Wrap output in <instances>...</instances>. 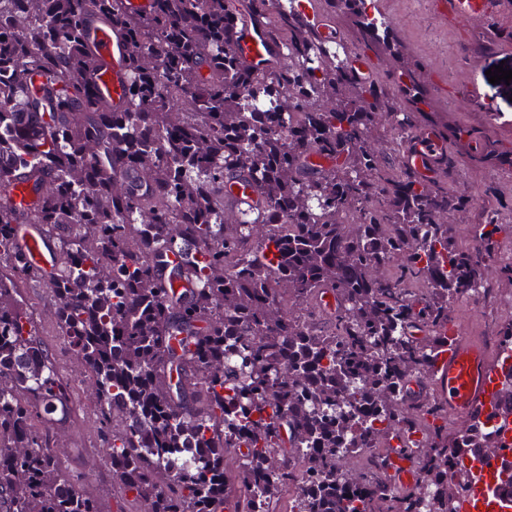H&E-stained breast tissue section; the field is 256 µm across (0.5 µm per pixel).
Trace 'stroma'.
Here are the masks:
<instances>
[{
    "instance_id": "1",
    "label": "stroma",
    "mask_w": 512,
    "mask_h": 512,
    "mask_svg": "<svg viewBox=\"0 0 512 512\" xmlns=\"http://www.w3.org/2000/svg\"><path fill=\"white\" fill-rule=\"evenodd\" d=\"M380 12L395 23V34L412 56L426 63L424 88L431 105L433 129H442L450 113L458 110L471 90L480 93V106L461 112L463 122L474 136L492 141L498 148L512 149V84L489 83L488 69L501 64L512 70V50L487 54L468 60L467 53L484 43V28L443 21L434 13V0H377ZM448 159L442 185L467 187L475 196L473 220H480L485 206L512 208V190L489 195L492 181L487 166L471 161L454 139H447ZM494 297L467 299L451 307L453 321L461 332L478 330L488 334L498 323L512 319V281L491 272ZM20 295L32 313L41 340L53 354L60 379L70 386L85 382L83 367L70 355L68 347L54 328L52 301L45 288L22 286ZM69 422L56 432V448L63 459V473L78 478L81 486L94 491L103 512H120L122 504L112 491V475L104 462L93 405L89 399L74 395Z\"/></svg>"
}]
</instances>
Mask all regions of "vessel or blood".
<instances>
[{"label": "vessel or blood", "instance_id": "vessel-or-blood-1", "mask_svg": "<svg viewBox=\"0 0 512 512\" xmlns=\"http://www.w3.org/2000/svg\"><path fill=\"white\" fill-rule=\"evenodd\" d=\"M299 11L313 35L320 39H338L341 30L334 12L325 0H299ZM241 20L232 34V47L243 65L254 72L266 70L282 62L283 49L273 41L266 26L246 12L244 0H231ZM441 18L459 23H480L496 27L499 20L512 14V0H440ZM87 41L101 61L97 84L114 108H121L126 94V44L119 32L96 23L87 32ZM346 66L359 83L375 82L378 71L363 53L350 52ZM447 148L441 136L424 129L407 139L402 149L403 164L429 183H436L446 165ZM18 244L33 265L44 273H52L56 256L39 225L19 224L15 227ZM447 343L433 361L424 385L410 383L411 392L426 389L449 415L464 425L495 422L491 401L499 388V370L482 337L460 333L455 326L446 329ZM499 467L498 453L481 452L472 473L473 498L470 512H512V504L488 489L494 483Z\"/></svg>", "mask_w": 512, "mask_h": 512}]
</instances>
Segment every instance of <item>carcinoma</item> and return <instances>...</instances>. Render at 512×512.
<instances>
[{
    "label": "carcinoma",
    "instance_id": "cac0c4a2",
    "mask_svg": "<svg viewBox=\"0 0 512 512\" xmlns=\"http://www.w3.org/2000/svg\"><path fill=\"white\" fill-rule=\"evenodd\" d=\"M284 62L243 68L228 0H0V187L28 184L35 203L0 200V512H102L61 472L54 429L69 395L38 338L17 280L43 284L56 329L90 376L114 486L131 512H456L448 455L458 434L435 401L408 395L443 344L448 308L485 289L489 265L461 247L475 202L400 166L426 116L419 63L393 23L362 0H331L364 45L394 63L408 106L359 84L334 41L317 40L292 0H249ZM98 20L129 46L124 108L101 97L87 41ZM469 157L512 172V151ZM313 156L329 161L314 168ZM261 196L237 207L226 184ZM512 209L476 226L485 256ZM39 224L59 265L47 278L14 226ZM182 257L187 288L163 277ZM332 292L338 306L322 304ZM423 337L410 335L413 324ZM369 463L336 443L326 417L353 381ZM423 473L394 485L390 432Z\"/></svg>",
    "mask_w": 512,
    "mask_h": 512
}]
</instances>
